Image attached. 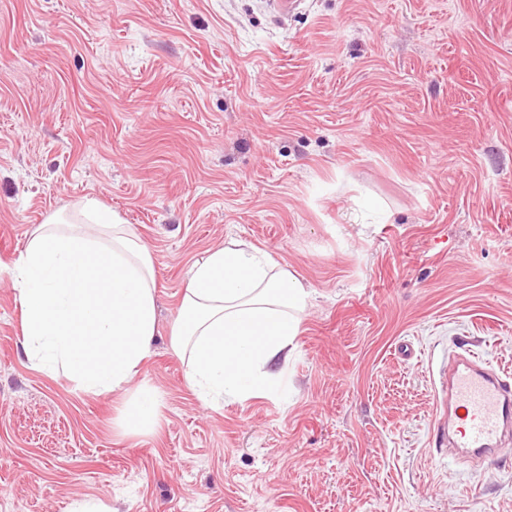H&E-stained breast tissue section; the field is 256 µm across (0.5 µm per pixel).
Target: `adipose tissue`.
Segmentation results:
<instances>
[{
  "label": "adipose tissue",
  "instance_id": "ef3b65f1",
  "mask_svg": "<svg viewBox=\"0 0 512 512\" xmlns=\"http://www.w3.org/2000/svg\"><path fill=\"white\" fill-rule=\"evenodd\" d=\"M76 224L55 216L33 232L12 280L22 308L21 348L30 365L63 374L77 390H125L153 351L155 269L149 250L121 218L88 200ZM310 289L268 253L238 240L210 250L186 282L173 351L189 365L203 404L288 391L279 362L300 333ZM156 390L143 385L121 425L153 430Z\"/></svg>",
  "mask_w": 512,
  "mask_h": 512
}]
</instances>
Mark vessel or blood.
<instances>
[{
    "label": "vessel or blood",
    "mask_w": 512,
    "mask_h": 512,
    "mask_svg": "<svg viewBox=\"0 0 512 512\" xmlns=\"http://www.w3.org/2000/svg\"><path fill=\"white\" fill-rule=\"evenodd\" d=\"M436 436L451 454L479 461L512 431V382L475 356L449 355L440 372Z\"/></svg>",
    "instance_id": "b4317fda"
}]
</instances>
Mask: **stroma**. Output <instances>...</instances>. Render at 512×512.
<instances>
[{"instance_id":"stroma-1","label":"stroma","mask_w":512,"mask_h":512,"mask_svg":"<svg viewBox=\"0 0 512 512\" xmlns=\"http://www.w3.org/2000/svg\"><path fill=\"white\" fill-rule=\"evenodd\" d=\"M89 198L154 261L146 433L20 346L10 272ZM231 238L312 295L287 397L210 408L169 333ZM467 352L512 372V0H0V512H512V447L436 443Z\"/></svg>"}]
</instances>
